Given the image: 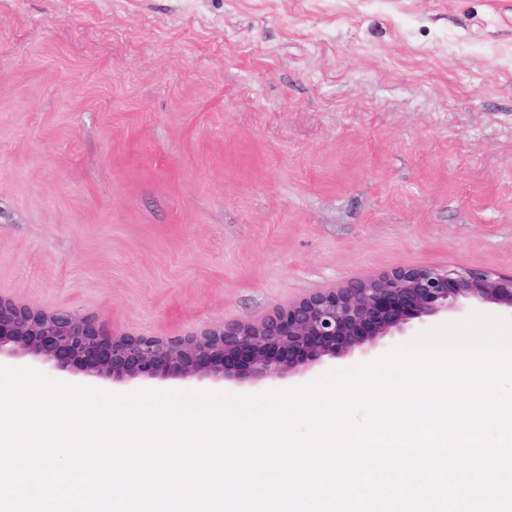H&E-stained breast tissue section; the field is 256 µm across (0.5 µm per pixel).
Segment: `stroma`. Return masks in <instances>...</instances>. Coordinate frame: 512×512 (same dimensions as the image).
Here are the masks:
<instances>
[{
  "label": "stroma",
  "instance_id": "1",
  "mask_svg": "<svg viewBox=\"0 0 512 512\" xmlns=\"http://www.w3.org/2000/svg\"><path fill=\"white\" fill-rule=\"evenodd\" d=\"M423 265L512 274V0H0V295L184 336Z\"/></svg>",
  "mask_w": 512,
  "mask_h": 512
}]
</instances>
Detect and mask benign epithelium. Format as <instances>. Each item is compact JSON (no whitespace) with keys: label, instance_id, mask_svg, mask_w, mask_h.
Listing matches in <instances>:
<instances>
[{"label":"benign epithelium","instance_id":"7a95c632","mask_svg":"<svg viewBox=\"0 0 512 512\" xmlns=\"http://www.w3.org/2000/svg\"><path fill=\"white\" fill-rule=\"evenodd\" d=\"M469 302L512 317V274L440 266L395 268L315 293L260 320L226 323L187 336L116 333L89 316L53 313L0 296V358H40L60 372L128 382L153 378L251 385L284 379L414 329Z\"/></svg>","mask_w":512,"mask_h":512}]
</instances>
